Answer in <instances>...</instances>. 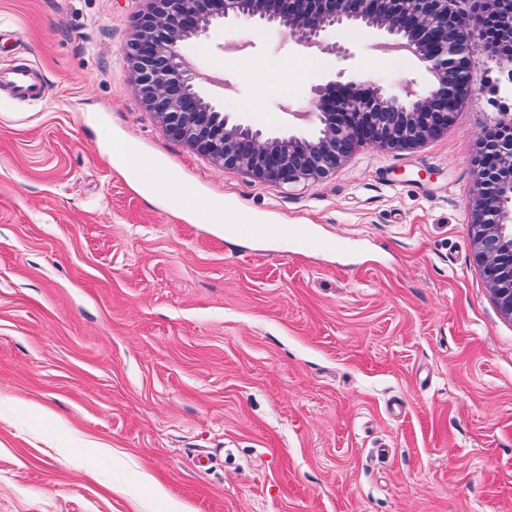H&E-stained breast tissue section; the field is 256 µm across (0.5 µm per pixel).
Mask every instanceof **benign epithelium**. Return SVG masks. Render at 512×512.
<instances>
[{"label": "benign epithelium", "instance_id": "obj_1", "mask_svg": "<svg viewBox=\"0 0 512 512\" xmlns=\"http://www.w3.org/2000/svg\"><path fill=\"white\" fill-rule=\"evenodd\" d=\"M472 14L494 21V40L483 26L466 25ZM230 17L278 24L306 44L355 22L404 40L434 82L416 98L390 95L358 75L328 82L315 89L309 110L317 135L269 136L204 100L185 62L183 44ZM475 43L512 75V0H150L128 58L143 104L167 134L216 165L281 186L327 176L361 145L408 149L446 130L472 90ZM489 154L500 160L493 169L484 165ZM475 164V258L512 321V117L484 130Z\"/></svg>", "mask_w": 512, "mask_h": 512}]
</instances>
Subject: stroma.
Returning a JSON list of instances; mask_svg holds the SVG:
<instances>
[{"mask_svg": "<svg viewBox=\"0 0 512 512\" xmlns=\"http://www.w3.org/2000/svg\"><path fill=\"white\" fill-rule=\"evenodd\" d=\"M147 0H0V512H512V322L474 258L469 203L512 79L482 47L448 129L363 145L315 182L213 165L142 105L127 58ZM381 33L304 46L229 19L183 53L205 98L275 134L281 112L361 75L432 82ZM345 49L348 59L336 56ZM134 146L252 238L136 192ZM309 224L322 248L269 237ZM6 89L15 98L38 101L43 97V85L31 66H16L0 70V90Z\"/></svg>", "mask_w": 512, "mask_h": 512, "instance_id": "obj_1", "label": "stroma"}]
</instances>
